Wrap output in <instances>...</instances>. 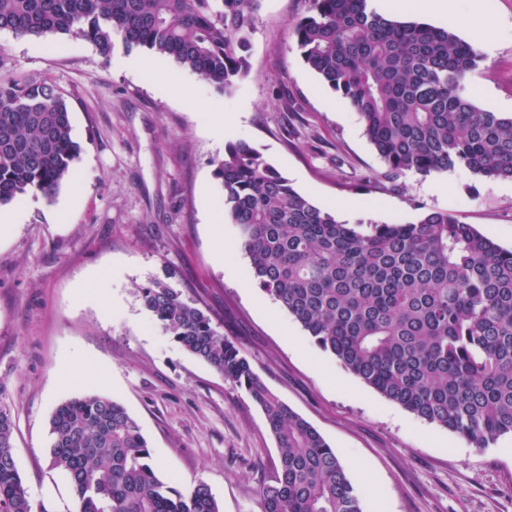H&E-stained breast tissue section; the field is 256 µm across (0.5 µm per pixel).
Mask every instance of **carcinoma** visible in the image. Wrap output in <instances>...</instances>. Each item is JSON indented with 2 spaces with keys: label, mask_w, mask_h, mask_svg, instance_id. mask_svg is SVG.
<instances>
[{
  "label": "carcinoma",
  "mask_w": 512,
  "mask_h": 512,
  "mask_svg": "<svg viewBox=\"0 0 512 512\" xmlns=\"http://www.w3.org/2000/svg\"><path fill=\"white\" fill-rule=\"evenodd\" d=\"M262 0H0V31L76 34L108 57L114 39L173 59L230 94L248 76ZM289 26L304 64L357 112L384 177L462 167L512 180V115L481 109L465 81L482 60L454 30L370 12L366 0H307ZM64 94L0 63V205L50 197L78 146ZM224 214L258 286L323 350L386 399L486 448L512 435V250L446 210L413 223L340 222L295 190L245 140L213 162ZM144 308L181 349L243 388L262 409L279 469L261 512H362L336 451L272 392L194 303L154 282ZM15 423L0 405V512L34 510L14 460ZM51 465L69 479L77 512H220L198 482L159 475L137 420L87 395L50 420Z\"/></svg>",
  "instance_id": "cac0c4a2"
}]
</instances>
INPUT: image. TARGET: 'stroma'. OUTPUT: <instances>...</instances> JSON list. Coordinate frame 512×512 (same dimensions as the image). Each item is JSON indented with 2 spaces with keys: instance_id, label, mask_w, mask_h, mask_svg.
<instances>
[{
  "instance_id": "1",
  "label": "stroma",
  "mask_w": 512,
  "mask_h": 512,
  "mask_svg": "<svg viewBox=\"0 0 512 512\" xmlns=\"http://www.w3.org/2000/svg\"><path fill=\"white\" fill-rule=\"evenodd\" d=\"M395 0L394 19L453 28L483 60L467 91L512 114V0H455L446 20ZM306 0H263L251 71L224 94L172 59L131 70L140 47L103 59L87 40L0 32V59L67 97L79 153L72 182L32 195L23 224L0 237V405L10 409L19 474L33 505L77 512L50 466L49 420L90 394L138 421L163 479L206 484L221 512H260L279 464L261 409L182 350L142 306L161 282L195 300L266 385L334 448L362 512H512V436L478 448L387 400L345 370L256 284L224 217L213 162L225 142L257 148L315 205L354 224L407 223L445 210L512 249V180L466 169L383 180L357 114L302 61L289 25ZM229 120L217 129V117Z\"/></svg>"
}]
</instances>
